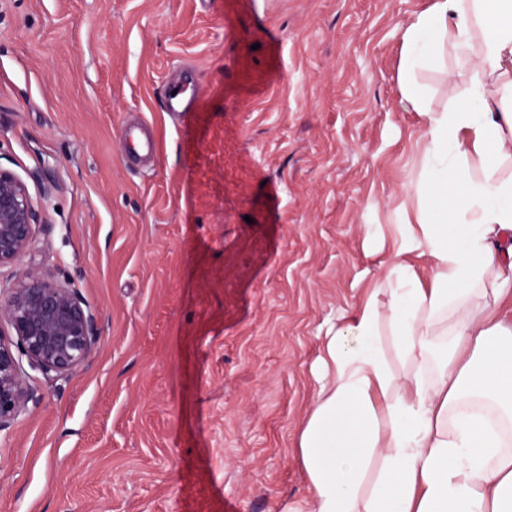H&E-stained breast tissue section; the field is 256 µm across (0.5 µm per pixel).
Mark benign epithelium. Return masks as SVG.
<instances>
[{
	"instance_id": "7a95c632",
	"label": "benign epithelium",
	"mask_w": 512,
	"mask_h": 512,
	"mask_svg": "<svg viewBox=\"0 0 512 512\" xmlns=\"http://www.w3.org/2000/svg\"><path fill=\"white\" fill-rule=\"evenodd\" d=\"M37 213L27 184L0 168V268L12 266L28 251ZM16 340L0 332V432L28 409L33 393L25 367L48 375L73 374L97 341L96 314L69 283L36 272L20 277L0 298V324Z\"/></svg>"
}]
</instances>
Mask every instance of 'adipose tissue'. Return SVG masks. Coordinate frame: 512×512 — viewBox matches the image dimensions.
Listing matches in <instances>:
<instances>
[{
	"instance_id": "obj_1",
	"label": "adipose tissue",
	"mask_w": 512,
	"mask_h": 512,
	"mask_svg": "<svg viewBox=\"0 0 512 512\" xmlns=\"http://www.w3.org/2000/svg\"><path fill=\"white\" fill-rule=\"evenodd\" d=\"M402 44V78L447 49L474 52L478 77L449 112L408 95L436 212L379 260L402 282L388 306L372 289L325 331L298 440L307 512H512V439L468 407L486 402L512 423V179L499 176L512 159V0H433Z\"/></svg>"
}]
</instances>
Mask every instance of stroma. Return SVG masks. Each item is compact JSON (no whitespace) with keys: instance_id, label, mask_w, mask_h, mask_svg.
I'll list each match as a JSON object with an SVG mask.
<instances>
[{"instance_id":"obj_1","label":"stroma","mask_w":512,"mask_h":512,"mask_svg":"<svg viewBox=\"0 0 512 512\" xmlns=\"http://www.w3.org/2000/svg\"><path fill=\"white\" fill-rule=\"evenodd\" d=\"M430 4L0 0V167L41 217L0 283L70 281L98 328L73 374L28 371L0 512H304L325 325L434 206L399 80ZM473 79L451 50L410 77L433 112Z\"/></svg>"}]
</instances>
